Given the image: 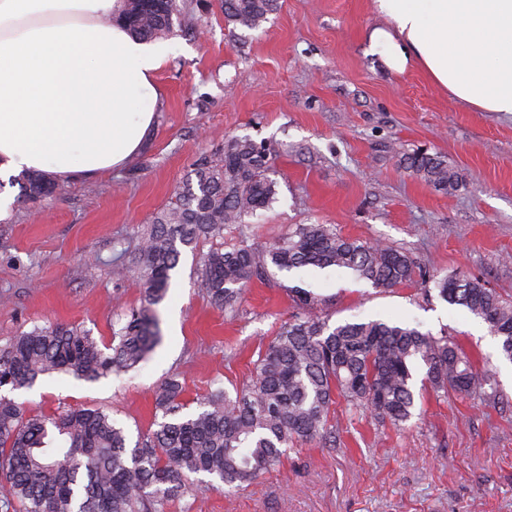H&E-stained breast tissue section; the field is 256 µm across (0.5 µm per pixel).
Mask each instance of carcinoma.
Listing matches in <instances>:
<instances>
[{
    "label": "carcinoma",
    "instance_id": "carcinoma-1",
    "mask_svg": "<svg viewBox=\"0 0 512 512\" xmlns=\"http://www.w3.org/2000/svg\"><path fill=\"white\" fill-rule=\"evenodd\" d=\"M219 4L227 23L251 30L279 8L278 0ZM121 20L146 42L196 30L193 13L178 0H125ZM275 153L270 143L233 135L201 155L193 177L116 257L139 282L143 301L112 322L111 343L73 324L22 331L0 345V388L30 389L53 373L96 382L147 360L162 342L157 306L184 248L209 245L197 261L196 282L229 313L237 311L247 283L271 269H343L383 289L413 281L416 264L408 253L343 236L331 224H297L269 245L249 243L245 218L279 200V183L271 178ZM400 164L439 192L458 186L457 173L437 153L417 150ZM18 181L21 198L31 203L59 187L49 173H23ZM227 228L238 231L236 242L224 241ZM428 282L441 300L481 319L512 361L511 299L464 275H434ZM293 293L301 313L280 326L246 384L232 393L218 386L188 411L180 378L164 379L155 393L159 420L133 444L103 410L31 414L0 395V512H168L172 502L212 487L202 475L228 492L239 490L278 469L294 442H332L331 413L340 400L405 425L416 408L419 364L437 391L497 397L495 375L477 371L450 337L380 320L331 326L318 314L315 296L298 287Z\"/></svg>",
    "mask_w": 512,
    "mask_h": 512
}]
</instances>
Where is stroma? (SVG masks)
Listing matches in <instances>:
<instances>
[{
  "instance_id": "35a3bbf8",
  "label": "stroma",
  "mask_w": 512,
  "mask_h": 512,
  "mask_svg": "<svg viewBox=\"0 0 512 512\" xmlns=\"http://www.w3.org/2000/svg\"><path fill=\"white\" fill-rule=\"evenodd\" d=\"M195 2L198 30L167 40L153 125L135 157L104 176L63 180L36 205L0 169V344L49 322L110 342L113 318L141 299L113 256L231 135L277 150L279 200L250 225L255 244L297 224H332L406 251L427 274L461 273L512 296V115L462 107L420 71L389 70L365 38L378 23L368 0H280L263 29L233 32L217 0ZM419 148L444 156L462 187L443 194L404 170L400 156ZM195 261L183 249L159 306L162 343L136 371L96 382L55 374L13 398L33 414L100 407L137 439L165 377L180 376L192 406L248 381L297 313L298 286L334 324L381 320L452 337L498 376V396L434 391L417 367L405 427L338 402L335 447L296 443L283 468L236 494L201 491L169 512H512V382L480 319L422 280L385 291L334 268L252 279L229 316L195 286Z\"/></svg>"
}]
</instances>
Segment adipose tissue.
Segmentation results:
<instances>
[{
    "mask_svg": "<svg viewBox=\"0 0 512 512\" xmlns=\"http://www.w3.org/2000/svg\"><path fill=\"white\" fill-rule=\"evenodd\" d=\"M374 52L461 104L512 114V0H369ZM124 0H0V167L89 178L122 166L154 120L166 59Z\"/></svg>",
    "mask_w": 512,
    "mask_h": 512,
    "instance_id": "ef3b65f1",
    "label": "adipose tissue"
}]
</instances>
